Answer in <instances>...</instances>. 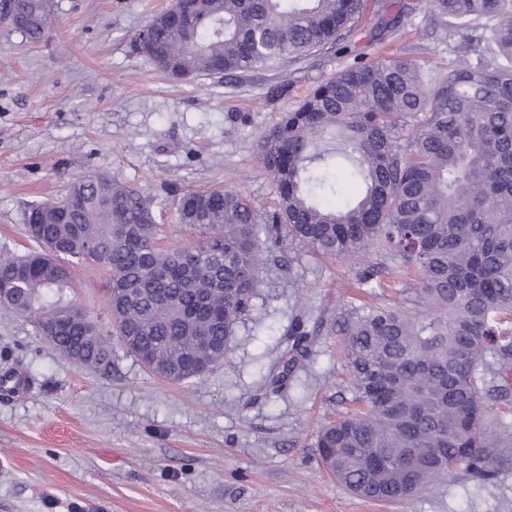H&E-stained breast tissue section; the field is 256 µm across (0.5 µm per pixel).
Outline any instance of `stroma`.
<instances>
[{
    "label": "stroma",
    "mask_w": 512,
    "mask_h": 512,
    "mask_svg": "<svg viewBox=\"0 0 512 512\" xmlns=\"http://www.w3.org/2000/svg\"><path fill=\"white\" fill-rule=\"evenodd\" d=\"M170 4L49 0L53 29L39 43L0 20V251L33 248L29 204L86 175L151 196L172 248L191 240L171 211L175 193L221 185L274 207L258 143L348 56L177 79L135 43ZM462 43L420 10L385 50L444 68L464 61ZM363 269L282 242L224 362L183 383L153 376L118 345L111 370L79 368L24 317L0 315V379L25 385L20 394L0 386V512H512V461L497 482L459 470L395 503L353 496L320 463L318 428L354 407L340 307L423 310L404 293L405 277L365 282ZM76 273L75 301L106 319L103 270ZM301 311L322 327L287 389L271 393L266 382Z\"/></svg>",
    "instance_id": "35a3bbf8"
}]
</instances>
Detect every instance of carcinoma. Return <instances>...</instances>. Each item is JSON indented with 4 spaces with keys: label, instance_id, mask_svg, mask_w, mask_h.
<instances>
[{
    "label": "carcinoma",
    "instance_id": "cac0c4a2",
    "mask_svg": "<svg viewBox=\"0 0 512 512\" xmlns=\"http://www.w3.org/2000/svg\"><path fill=\"white\" fill-rule=\"evenodd\" d=\"M137 38L141 52L179 78L283 68L342 50L367 0H180ZM376 35L412 20L403 0L378 6ZM32 43L52 20L42 0H8ZM445 35L466 34L469 59L445 69L403 55L356 59L265 135L276 204L261 212L241 192L189 190L175 202L189 246H162L152 201L118 178L87 176L56 201L33 203L28 234L41 250L0 254V311L28 319L81 368L112 363L111 336L156 377L180 383L224 361L264 272L260 248L285 237L314 253L411 269L424 311L340 313L344 351L364 411L318 432L334 450L327 469L353 494L398 500L463 469L490 480L511 426L492 433L486 398L512 397V0H428ZM364 184L335 204L338 161ZM60 246L49 259L46 244ZM378 258H373V255ZM97 264L117 299L104 324L75 303L74 269ZM303 318L288 329L271 392L307 356Z\"/></svg>",
    "mask_w": 512,
    "mask_h": 512
}]
</instances>
